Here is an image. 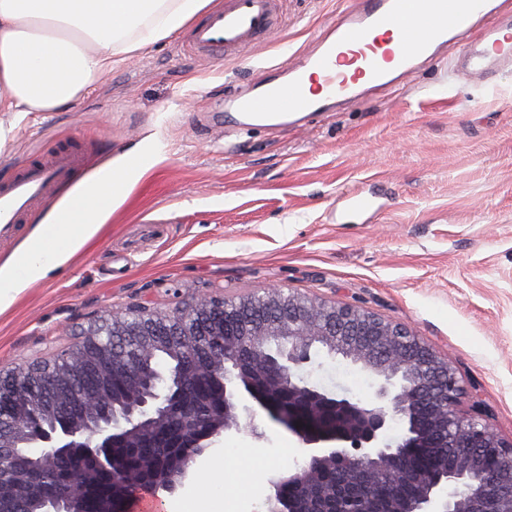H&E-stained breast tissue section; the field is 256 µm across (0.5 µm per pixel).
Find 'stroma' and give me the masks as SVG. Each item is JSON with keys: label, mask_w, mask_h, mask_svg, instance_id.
<instances>
[{"label": "stroma", "mask_w": 512, "mask_h": 512, "mask_svg": "<svg viewBox=\"0 0 512 512\" xmlns=\"http://www.w3.org/2000/svg\"><path fill=\"white\" fill-rule=\"evenodd\" d=\"M349 2L283 0L280 32L236 57L208 62L173 36L125 55L74 106L0 112V182L66 143L88 175L144 143L162 147L96 236L0 313V369L53 359L138 302L164 313L279 284L421 336L512 440V74L458 77L455 44L365 100L285 125L209 126L233 93L311 51ZM356 195L375 212L352 211ZM305 371L365 403L378 387L323 348ZM256 422L257 437L224 431L159 502L185 504L224 450L237 485L224 512H267L271 478L302 467L308 448L265 414Z\"/></svg>", "instance_id": "stroma-1"}]
</instances>
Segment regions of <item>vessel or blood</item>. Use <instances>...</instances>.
Instances as JSON below:
<instances>
[{
  "label": "vessel or blood",
  "mask_w": 512,
  "mask_h": 512,
  "mask_svg": "<svg viewBox=\"0 0 512 512\" xmlns=\"http://www.w3.org/2000/svg\"><path fill=\"white\" fill-rule=\"evenodd\" d=\"M281 0H224L196 22L184 50L217 61L265 40L282 24ZM467 47L456 71L478 82L512 72V10L500 0H352L349 10L317 50L283 66L259 91L233 97L236 111L257 118L323 111L315 88L329 97L354 99L363 87H381L435 61L441 48ZM83 164L79 149H61L12 180L0 184V240L13 238L36 204L58 184L74 178Z\"/></svg>",
  "instance_id": "obj_1"
}]
</instances>
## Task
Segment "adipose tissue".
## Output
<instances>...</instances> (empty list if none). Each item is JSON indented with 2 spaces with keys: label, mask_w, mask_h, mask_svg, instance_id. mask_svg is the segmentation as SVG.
<instances>
[{
  "label": "adipose tissue",
  "mask_w": 512,
  "mask_h": 512,
  "mask_svg": "<svg viewBox=\"0 0 512 512\" xmlns=\"http://www.w3.org/2000/svg\"><path fill=\"white\" fill-rule=\"evenodd\" d=\"M210 0H0V112L24 118L76 103L129 54L182 30ZM151 144L82 180L0 262V312L83 247L158 163Z\"/></svg>",
  "instance_id": "1"
}]
</instances>
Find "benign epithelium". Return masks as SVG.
<instances>
[{
    "label": "benign epithelium",
    "instance_id": "1",
    "mask_svg": "<svg viewBox=\"0 0 512 512\" xmlns=\"http://www.w3.org/2000/svg\"><path fill=\"white\" fill-rule=\"evenodd\" d=\"M197 309L207 312L209 318L217 315L223 319L219 337L207 342L200 338L191 343L171 341L176 348L191 353L197 378H216L212 361L223 354L224 375L219 382L224 391V408L248 419L255 436L258 432L254 415L260 408L309 446V460L303 469L270 482L267 512H301L298 504L281 497L280 484L287 480L309 483L319 468L334 462L341 465L346 483L378 473L395 483L401 481L406 475L407 455L417 449L419 441L411 435L395 442L387 438L386 430L394 419L409 420L422 407L427 409L428 427L436 437L434 446H448L453 455L444 468L422 475L417 499L406 507H395L394 512H502L504 504L512 503V440L501 438L480 412L464 409L463 378L406 328L358 307L330 305L287 292L282 286H271L261 295V303L252 307L253 329L243 332L244 342L264 370L263 381L256 383L239 375L224 345V337L232 335L239 323L240 309L224 298L201 297L180 312ZM129 311L141 318L137 328L129 332L122 323L123 316H113V335L129 334L139 337L143 344L151 343L156 336V311L147 303ZM273 333L288 337L287 350L277 354L270 351L264 337ZM95 335L91 323L82 331L81 339L100 357H112V365H117L118 350L95 344ZM335 336L342 338L336 343L337 354L380 379L373 402L335 397L300 375V370L311 362L313 350ZM112 376L111 372H101L102 384L77 387L65 378L48 375L40 380L38 390L25 400L21 413L0 423V440L9 447L0 455V469L33 476L38 472L36 459L65 458L77 449L112 479L119 478L122 469L112 449L172 413L176 400L172 385L181 391L190 386L182 378L164 376L150 363L123 364L119 377L138 389L139 396L126 404L111 405L105 403V392ZM284 383L288 384V400L302 402L323 416L337 413L341 417L339 426L299 424L291 412L268 398L271 387ZM33 407L74 410L81 420L62 429L27 435L24 411ZM480 448L498 449L506 465L486 469L475 479V452ZM85 494L84 486L78 482L58 484L44 492L42 512H75Z\"/></svg>",
    "mask_w": 512,
    "mask_h": 512
}]
</instances>
